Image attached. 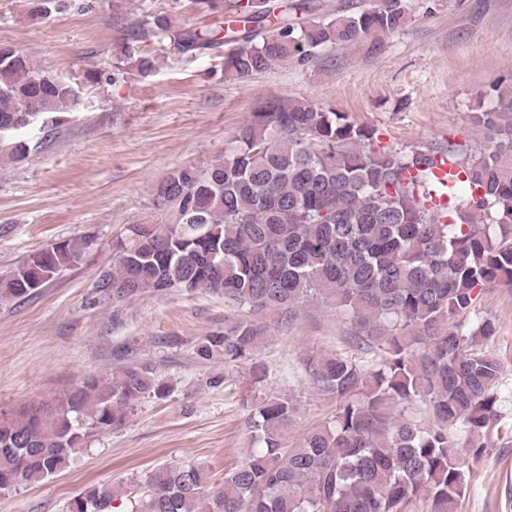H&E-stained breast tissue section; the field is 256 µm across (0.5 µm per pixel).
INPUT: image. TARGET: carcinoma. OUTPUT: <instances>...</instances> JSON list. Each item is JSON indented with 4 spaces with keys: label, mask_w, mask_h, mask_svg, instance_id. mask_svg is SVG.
I'll use <instances>...</instances> for the list:
<instances>
[{
    "label": "carcinoma",
    "mask_w": 512,
    "mask_h": 512,
    "mask_svg": "<svg viewBox=\"0 0 512 512\" xmlns=\"http://www.w3.org/2000/svg\"><path fill=\"white\" fill-rule=\"evenodd\" d=\"M202 15L194 28L175 29L167 14L145 19L129 34L112 70L117 82L135 69L152 71L148 46L167 40L177 58L192 60L224 46V77L248 78L278 62H305L326 46L381 53L410 21L407 0L319 16L318 0H191ZM76 4L28 0L40 23ZM79 9L90 8L80 3ZM81 104L70 81L34 66L30 55L0 44V150L13 162L54 136ZM479 122L493 132L487 145L408 150L374 147L376 130L305 100H274L253 114L237 146L205 169L169 174L156 207L165 224H132L113 241L112 265L96 281L103 299L210 293L250 318L200 339L195 355L231 367L251 359L267 322L286 324L313 301L329 304L366 342L391 331L381 367L365 370L342 355H313L305 370L314 385L336 395L331 424L299 448L283 446L294 408L286 398L245 399L253 451L214 485L197 464L151 471L141 493L124 503L114 487H95L68 512H403L427 494L434 512H456L470 472L456 432L479 434L500 417V358L489 349L498 326L472 313L480 293L512 288V127L497 113ZM437 152L459 167L448 188L451 207L436 216L417 196ZM88 236L30 255L0 275V304L32 295V278L82 264ZM171 386L147 367L83 379L54 404L31 405L0 422V498L63 470L98 433L125 426L145 396L166 398ZM429 407L427 427L385 419L387 402Z\"/></svg>",
    "instance_id": "1"
}]
</instances>
